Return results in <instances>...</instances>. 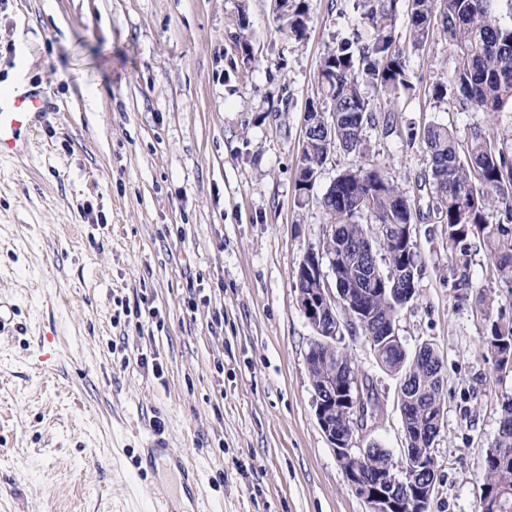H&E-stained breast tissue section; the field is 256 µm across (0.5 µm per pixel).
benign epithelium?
I'll list each match as a JSON object with an SVG mask.
<instances>
[{"mask_svg": "<svg viewBox=\"0 0 512 512\" xmlns=\"http://www.w3.org/2000/svg\"><path fill=\"white\" fill-rule=\"evenodd\" d=\"M412 224H395L393 232L381 234L386 225L380 224L375 238H366L361 250L375 255V246L402 252H412ZM317 283L308 291L294 289L296 302L314 330V341L324 351L317 361L320 370V390L315 392L316 418L333 449L345 480L368 506V512H394L396 495L402 493L410 507L429 503L436 489L437 461L434 455L435 437L428 436L424 448H407L406 464L398 470L381 471L370 459L366 448L355 445L354 434L366 407L353 391V380L344 377V362L336 357V339L341 322L365 329L370 336L386 335L385 324L369 323L362 315L361 296L351 281L336 270V259H327L321 249L306 253L296 276Z\"/></svg>", "mask_w": 512, "mask_h": 512, "instance_id": "7a95c632", "label": "benign epithelium"}]
</instances>
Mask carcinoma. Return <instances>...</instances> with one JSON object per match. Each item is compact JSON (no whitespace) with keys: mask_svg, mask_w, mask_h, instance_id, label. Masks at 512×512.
Here are the masks:
<instances>
[{"mask_svg":"<svg viewBox=\"0 0 512 512\" xmlns=\"http://www.w3.org/2000/svg\"><path fill=\"white\" fill-rule=\"evenodd\" d=\"M363 2L360 30L353 39L328 51L318 67L319 98L325 112L336 113V142L314 134L303 136L297 169L300 203L308 201L313 190L309 180L335 150L363 155L369 150L366 129H393L392 110L375 111L361 85L370 84L392 100L413 89L406 57L392 35L400 0ZM489 2L407 0V8L412 46L425 44L437 20L455 53L447 81L433 87L435 99L442 100L451 91L463 108L495 114L512 104V26L501 25L491 15ZM278 21L284 36H303L302 12L286 9ZM420 140L430 158L426 215L436 224L448 225L453 287L472 295L475 312L484 316V344L499 369L503 363H512V315L499 303L506 295L512 301V135L500 137L475 128L462 148L453 130L431 123ZM320 206L326 219L336 225V240L322 243L330 251L336 241L353 242L374 234L378 224H413L418 219L414 203L401 191L388 166L379 164L343 170L336 176V189L326 191ZM361 216L367 222H358ZM480 251L493 264L498 291L477 288L472 282V255ZM399 303L400 298L368 285L362 308L374 320L393 325L401 312ZM371 350L389 370L409 374L401 385L410 407L403 432L413 440L420 433L435 432L443 414L442 391L431 372L404 359L398 337L386 336ZM502 448L512 449V397L508 396L502 402L499 428L481 472L483 486L500 495L497 512H512V453L503 458Z\"/></svg>","mask_w":512,"mask_h":512,"instance_id":"1","label":"carcinoma"}]
</instances>
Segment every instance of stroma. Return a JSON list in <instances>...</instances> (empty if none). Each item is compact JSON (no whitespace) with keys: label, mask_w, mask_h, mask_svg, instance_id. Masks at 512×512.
<instances>
[{"label":"stroma","mask_w":512,"mask_h":512,"mask_svg":"<svg viewBox=\"0 0 512 512\" xmlns=\"http://www.w3.org/2000/svg\"><path fill=\"white\" fill-rule=\"evenodd\" d=\"M292 2L297 40L278 32L274 0H0V90L44 99L31 152L0 161V301L14 311L0 335V512H156L142 460L154 431L195 466L211 512H366L315 415L314 332L293 288L319 245V200L375 163L426 200L428 156L408 133H504L512 108L437 101L454 51L438 31L413 47L399 14L414 89L396 126L368 130L366 154H332L298 205L305 107L363 0ZM413 236L424 270L395 332L444 365L428 512H478L512 374L451 286L447 225L421 219ZM341 345L381 406L358 446L400 459V374L362 336Z\"/></svg>","instance_id":"35a3bbf8"}]
</instances>
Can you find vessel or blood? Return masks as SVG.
<instances>
[{"mask_svg": "<svg viewBox=\"0 0 512 512\" xmlns=\"http://www.w3.org/2000/svg\"><path fill=\"white\" fill-rule=\"evenodd\" d=\"M43 111V98L36 93L11 95L0 93V158L24 153L28 145L22 142V130H33ZM148 455L168 456L183 476L186 489H194L196 472L182 453L172 448L162 434H153L146 443Z\"/></svg>", "mask_w": 512, "mask_h": 512, "instance_id": "obj_1", "label": "vessel or blood"}]
</instances>
